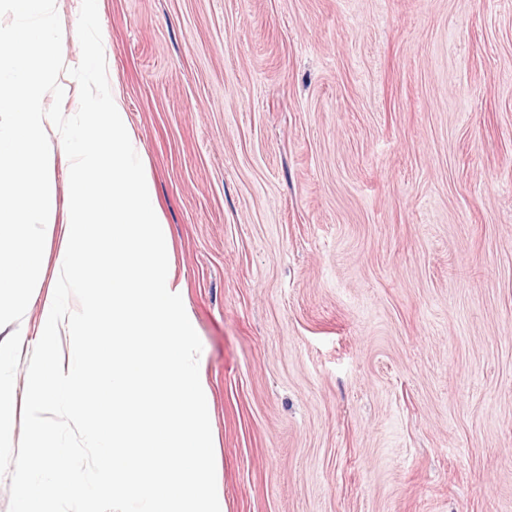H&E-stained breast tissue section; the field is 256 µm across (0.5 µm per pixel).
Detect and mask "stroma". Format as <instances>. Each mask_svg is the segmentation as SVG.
<instances>
[{
  "mask_svg": "<svg viewBox=\"0 0 512 512\" xmlns=\"http://www.w3.org/2000/svg\"><path fill=\"white\" fill-rule=\"evenodd\" d=\"M230 512H512V0H101Z\"/></svg>",
  "mask_w": 512,
  "mask_h": 512,
  "instance_id": "stroma-1",
  "label": "stroma"
}]
</instances>
